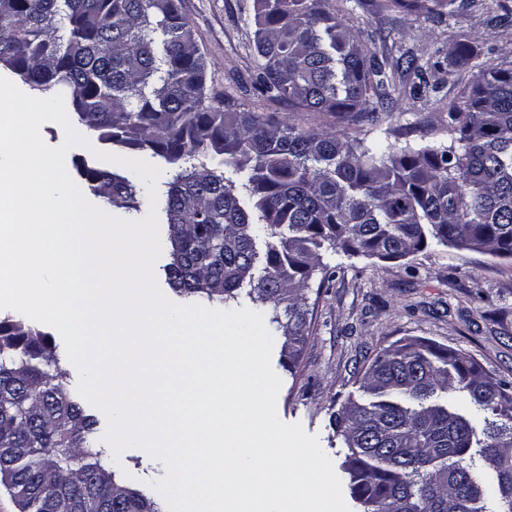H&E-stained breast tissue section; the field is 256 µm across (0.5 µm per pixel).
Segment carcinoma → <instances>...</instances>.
Segmentation results:
<instances>
[{
	"label": "carcinoma",
	"mask_w": 512,
	"mask_h": 512,
	"mask_svg": "<svg viewBox=\"0 0 512 512\" xmlns=\"http://www.w3.org/2000/svg\"><path fill=\"white\" fill-rule=\"evenodd\" d=\"M402 6L404 0H393ZM447 0H411L427 15ZM254 89L358 122L385 87L331 0H254ZM0 69L66 93L98 139L160 160L168 286L195 301L271 310L293 371L309 336L302 286L330 246L401 258L435 240L512 258V63L484 70L449 115L448 144L369 143L304 130L206 90L180 0H10ZM88 192L139 210L128 180L78 160ZM51 336L0 318V483L20 512H164L125 486L71 399ZM334 414L362 512H512V388L468 354L425 342L379 351Z\"/></svg>",
	"instance_id": "1"
}]
</instances>
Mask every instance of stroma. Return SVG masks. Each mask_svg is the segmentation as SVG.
I'll list each match as a JSON object with an SVG mask.
<instances>
[{
  "instance_id": "1",
  "label": "stroma",
  "mask_w": 512,
  "mask_h": 512,
  "mask_svg": "<svg viewBox=\"0 0 512 512\" xmlns=\"http://www.w3.org/2000/svg\"><path fill=\"white\" fill-rule=\"evenodd\" d=\"M181 5L206 61L209 93L231 96L255 112H280L301 128L351 138L385 135L398 147L447 141L448 115L460 110L462 93L479 70L512 60V13L502 11L497 0H449L435 18L392 0H343L348 24L370 53L392 62L410 51L425 71L398 80L386 111L356 124L340 122L254 97V0ZM458 42L470 46V60L449 58V47ZM423 81L429 91L416 95ZM321 263L305 292L310 328L300 360L294 371L282 367L285 338L276 330L271 365L282 381L280 420L317 436L334 467H341L346 450L330 417L348 397L359 396V379L382 349L425 340L472 356L486 373L512 385V259L431 240L397 260L328 248ZM113 466L128 487L150 497L151 480L166 474L163 463L141 448L125 449Z\"/></svg>"
}]
</instances>
